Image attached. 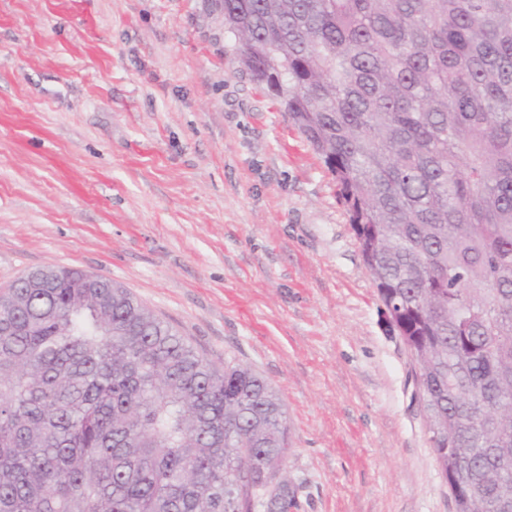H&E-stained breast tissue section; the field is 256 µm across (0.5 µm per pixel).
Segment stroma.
<instances>
[{
    "instance_id": "1",
    "label": "stroma",
    "mask_w": 512,
    "mask_h": 512,
    "mask_svg": "<svg viewBox=\"0 0 512 512\" xmlns=\"http://www.w3.org/2000/svg\"><path fill=\"white\" fill-rule=\"evenodd\" d=\"M202 0H0V290L130 289L288 414L298 512H455L320 156Z\"/></svg>"
}]
</instances>
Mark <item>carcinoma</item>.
Instances as JSON below:
<instances>
[{"instance_id": "1", "label": "carcinoma", "mask_w": 512, "mask_h": 512, "mask_svg": "<svg viewBox=\"0 0 512 512\" xmlns=\"http://www.w3.org/2000/svg\"><path fill=\"white\" fill-rule=\"evenodd\" d=\"M323 158L456 512H512V0H206ZM274 387L129 289L0 291V512H295Z\"/></svg>"}]
</instances>
